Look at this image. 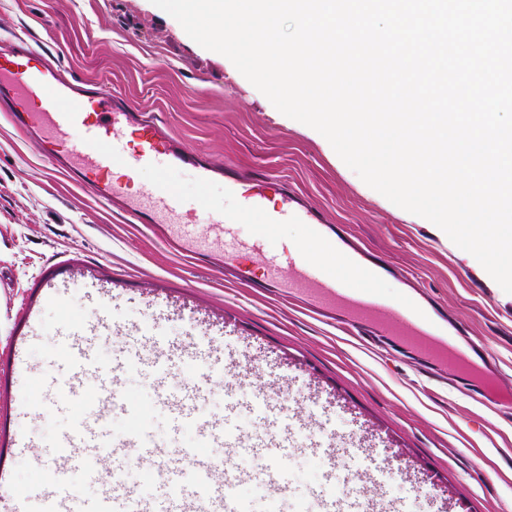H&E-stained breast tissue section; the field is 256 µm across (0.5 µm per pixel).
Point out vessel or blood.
<instances>
[{"label": "vessel or blood", "instance_id": "1", "mask_svg": "<svg viewBox=\"0 0 512 512\" xmlns=\"http://www.w3.org/2000/svg\"><path fill=\"white\" fill-rule=\"evenodd\" d=\"M0 112L7 113L16 131L54 146L58 174L100 202L129 213L137 223L169 225V235L179 242L183 257L216 258L244 287L277 289L283 300L299 298L316 313L344 317L347 327L357 334L394 337L420 357L461 371L470 368L472 356L487 353L479 344L471 353L462 352L455 339L464 335V328H448L445 314L422 304L416 284H406L391 296L380 294L381 281L397 275V268L356 247L340 227L329 222L324 211L309 204L279 175L251 177L233 166L210 163L161 126L105 93L99 83L66 78L35 41L18 37L0 45ZM181 166L194 169L203 189L193 200L183 199L163 179L145 193L135 194L129 188L140 171ZM216 180L223 181L225 193L235 198V210L216 206L205 194V187ZM242 220L254 226L245 242L236 231ZM201 223L208 226L203 239L191 231ZM281 224L300 229L290 246L275 241L274 229ZM313 247L321 249L323 259L309 258ZM249 253L264 258L263 277H256L246 265ZM64 391L91 416L59 439L64 461L53 471L54 490L46 496L43 512H249L244 502L232 496V486L239 479L233 469L207 464L197 485L186 488L162 464L163 449H149L140 428H132L122 444L106 446L101 439L104 412L123 400L114 376L99 375L91 392L79 380L66 383ZM198 399L194 390L174 399L180 425H193L192 410ZM203 433L211 446L241 445L238 435L217 423L205 426ZM86 448L112 459V479L92 501L81 499L67 483L77 450ZM132 449L158 457L153 477L165 487L163 496L139 497L124 484L122 474ZM318 501L320 512H400L399 504H383L363 495L339 498L322 493Z\"/></svg>", "mask_w": 512, "mask_h": 512}]
</instances>
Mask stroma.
<instances>
[{
  "label": "stroma",
  "mask_w": 512,
  "mask_h": 512,
  "mask_svg": "<svg viewBox=\"0 0 512 512\" xmlns=\"http://www.w3.org/2000/svg\"><path fill=\"white\" fill-rule=\"evenodd\" d=\"M39 43L65 74L95 80L216 164L275 172L376 255L415 275L491 368L442 371L378 336H348L301 308L187 262L130 217L57 175L41 142L0 117V512L39 492L54 441L79 413L60 385L69 349L115 369L138 418L108 414L113 439L144 429L185 482L211 449L175 427L160 389L202 390L200 414L233 422L243 443L289 433L278 491L250 480L267 459L234 453L251 512H306L313 491L343 488L342 450L378 479L376 500L415 512H512V294L429 220L367 186L314 129L280 113L225 56L194 42L151 0H0V37ZM503 403L491 414L469 397Z\"/></svg>",
  "instance_id": "obj_1"
}]
</instances>
